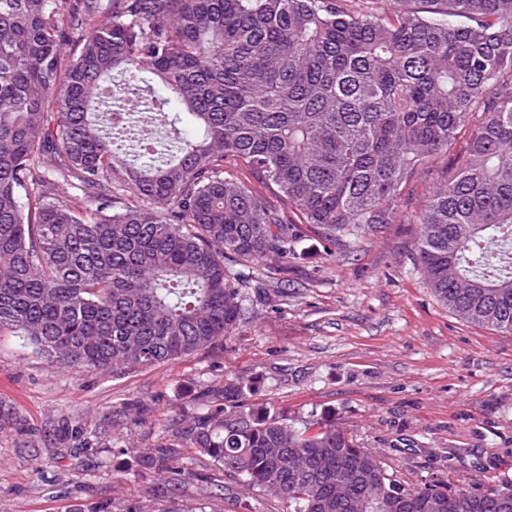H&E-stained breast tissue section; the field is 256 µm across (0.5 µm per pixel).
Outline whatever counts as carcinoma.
I'll return each instance as SVG.
<instances>
[{
	"label": "carcinoma",
	"mask_w": 512,
	"mask_h": 512,
	"mask_svg": "<svg viewBox=\"0 0 512 512\" xmlns=\"http://www.w3.org/2000/svg\"><path fill=\"white\" fill-rule=\"evenodd\" d=\"M111 2L0 0V332L79 370L211 348L244 312L243 266L299 240L224 163L334 245L394 223L466 134L413 216L415 264L456 316L512 333V0ZM254 395L229 379L157 447L112 455L171 498L186 441L216 498L231 476L287 512H512V484L403 485L336 425Z\"/></svg>",
	"instance_id": "1"
}]
</instances>
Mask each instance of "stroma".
<instances>
[{"mask_svg":"<svg viewBox=\"0 0 512 512\" xmlns=\"http://www.w3.org/2000/svg\"><path fill=\"white\" fill-rule=\"evenodd\" d=\"M418 234L399 221L331 245L302 225L284 273L251 265L232 336L173 363L83 371L0 334V512H68L81 499L112 512L134 499L151 512H241V498L252 512H286L242 485L209 498L214 468L189 447L173 500L163 477L124 474L111 454L154 447L164 422L228 378L256 380V401L297 420L325 416L403 484L512 482V334L437 301L414 263ZM83 428L93 438H77Z\"/></svg>","mask_w":512,"mask_h":512,"instance_id":"obj_1","label":"stroma"}]
</instances>
